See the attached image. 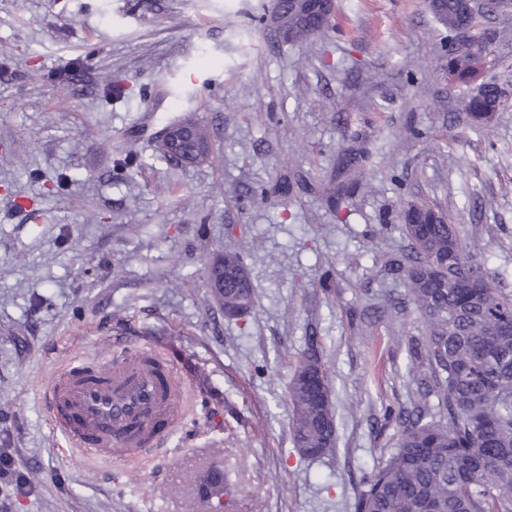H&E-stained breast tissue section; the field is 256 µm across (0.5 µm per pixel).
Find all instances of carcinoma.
I'll list each match as a JSON object with an SVG mask.
<instances>
[{"label":"carcinoma","instance_id":"1","mask_svg":"<svg viewBox=\"0 0 512 512\" xmlns=\"http://www.w3.org/2000/svg\"><path fill=\"white\" fill-rule=\"evenodd\" d=\"M430 12L448 32L475 26L483 9L470 0H428ZM286 42L302 43L325 30L299 10L287 15ZM462 111L478 121L501 111L498 80L462 95ZM403 218L409 251L400 263L407 295L425 322L423 336H403L407 370L417 399L388 413L395 420L396 448L370 476L355 512H512V292L477 259L478 245L460 224L421 202ZM253 304L254 289L231 283L224 304ZM322 363L310 345L299 356L288 383L293 442L321 456L336 445L329 379L325 396L308 391L310 362ZM436 398L448 423L429 420Z\"/></svg>","mask_w":512,"mask_h":512}]
</instances>
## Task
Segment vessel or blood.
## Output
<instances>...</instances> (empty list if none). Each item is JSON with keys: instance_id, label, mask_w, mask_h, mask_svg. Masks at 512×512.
I'll use <instances>...</instances> for the list:
<instances>
[{"instance_id": "vessel-or-blood-1", "label": "vessel or blood", "mask_w": 512, "mask_h": 512, "mask_svg": "<svg viewBox=\"0 0 512 512\" xmlns=\"http://www.w3.org/2000/svg\"><path fill=\"white\" fill-rule=\"evenodd\" d=\"M47 404L72 447L111 459L157 447L181 412L168 362L141 349L106 367L74 359L58 371Z\"/></svg>"}]
</instances>
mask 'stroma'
Returning <instances> with one entry per match:
<instances>
[{
    "label": "stroma",
    "instance_id": "stroma-1",
    "mask_svg": "<svg viewBox=\"0 0 512 512\" xmlns=\"http://www.w3.org/2000/svg\"><path fill=\"white\" fill-rule=\"evenodd\" d=\"M272 0H0V512H355L413 397L421 336L396 261L418 201L464 225L512 290V107L462 112L425 0H335L287 44ZM478 79L512 73V9ZM194 114L209 160L152 142ZM246 253L248 313L224 317L211 257ZM316 342L337 445L295 448L288 381ZM152 347L182 417L150 454L67 446L47 387L74 358Z\"/></svg>",
    "mask_w": 512,
    "mask_h": 512
}]
</instances>
